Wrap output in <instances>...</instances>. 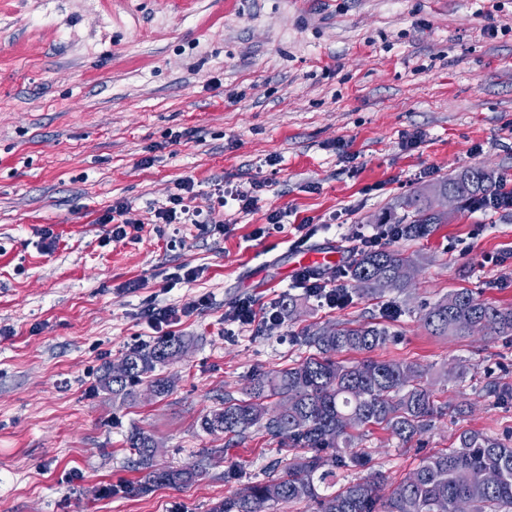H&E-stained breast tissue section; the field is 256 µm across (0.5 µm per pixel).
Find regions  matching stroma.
I'll list each match as a JSON object with an SVG mask.
<instances>
[{
  "label": "stroma",
  "instance_id": "35a3bbf8",
  "mask_svg": "<svg viewBox=\"0 0 512 512\" xmlns=\"http://www.w3.org/2000/svg\"><path fill=\"white\" fill-rule=\"evenodd\" d=\"M465 166L512 188V0H0V512H210L282 451L262 427L211 434L202 418L339 322L387 325L374 358L427 368L435 413L404 446L364 429L368 462L338 483L379 474L390 490L462 431L512 437V401L485 393L512 383V336H439L420 320L458 288L512 306V208L451 205L428 237L395 240L417 258L405 290L354 288L331 309L293 285L301 256L334 255L316 266L334 277L360 234ZM188 176L187 203L210 223H157ZM219 184L255 191L256 206L220 204ZM118 201L145 226L110 243L99 219ZM275 210L284 227L270 231ZM184 268L196 281L173 284ZM203 295L173 329L182 352L131 396L101 388L102 366L153 348L147 305ZM243 296L297 306L228 335ZM456 364L464 377L446 375ZM135 428L158 463L200 475L135 494Z\"/></svg>",
  "mask_w": 512,
  "mask_h": 512
}]
</instances>
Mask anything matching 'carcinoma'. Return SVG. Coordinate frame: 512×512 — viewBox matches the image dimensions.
Returning a JSON list of instances; mask_svg holds the SVG:
<instances>
[{"label":"carcinoma","mask_w":512,"mask_h":512,"mask_svg":"<svg viewBox=\"0 0 512 512\" xmlns=\"http://www.w3.org/2000/svg\"><path fill=\"white\" fill-rule=\"evenodd\" d=\"M495 171L465 167L441 181L435 194L415 195L409 202L413 219L400 224L403 236L421 238L438 223L436 194L453 192L460 202L474 203L499 186ZM413 263L402 251L382 247L363 252L347 274L357 288L368 294L383 293L389 283L403 288L398 271ZM424 326L435 335L469 336L488 330L497 336H512V307H500L476 298L463 288L423 309ZM392 336L378 323H339L308 335L315 353L285 369L254 378L248 398L224 399V407L205 416L201 428L209 433L244 434L263 424L272 438L294 451L283 466L272 464L274 475L249 486L242 494L216 505L212 512H269L280 502L305 500L317 512H457L459 504L468 512H512V442L464 431L457 445L426 457L422 464L391 493L380 494L379 482L371 477L350 481L336 488V470L362 466L365 455L342 452L351 447L356 432L381 426L403 443L412 441L426 428L434 412L432 393L420 364L405 360L367 359L350 363L336 359L342 352L370 353ZM181 348L170 338L148 352L133 350L123 358L125 374L111 377L104 367L100 382L114 395L127 393L154 364H163ZM275 400L269 404V400ZM288 404V411L279 405ZM136 450L138 467L146 471L135 486L146 494L162 485L179 486L197 477L196 468L174 469L155 464L157 443L139 429L126 438ZM491 472L495 483L483 476Z\"/></svg>","instance_id":"obj_1"}]
</instances>
